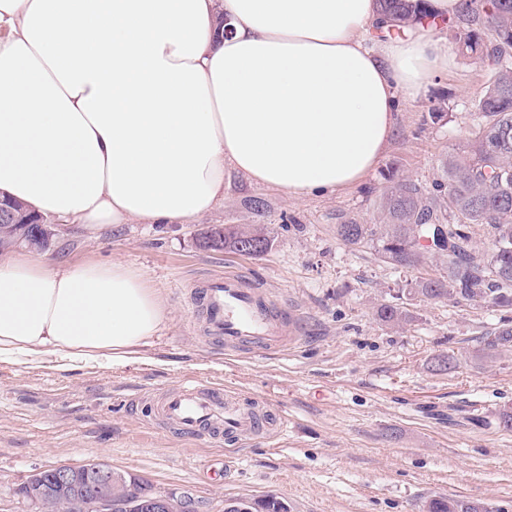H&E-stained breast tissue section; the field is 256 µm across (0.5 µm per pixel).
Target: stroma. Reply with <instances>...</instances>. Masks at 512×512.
I'll return each instance as SVG.
<instances>
[{"instance_id": "stroma-1", "label": "stroma", "mask_w": 512, "mask_h": 512, "mask_svg": "<svg viewBox=\"0 0 512 512\" xmlns=\"http://www.w3.org/2000/svg\"><path fill=\"white\" fill-rule=\"evenodd\" d=\"M494 74L455 55L427 93L399 102V131L359 185L302 198L224 174V202L189 224H55L45 256L118 261L144 274L169 320L140 358L115 366L48 354L0 362V512H31L14 494L35 470L102 464L185 491L224 512L231 497L283 500L289 512H421L435 496L480 499L512 512V351L480 356L502 313L490 306L410 295L436 262L396 268L370 246L336 237L343 219L376 223L389 174L431 184L439 158L460 147L474 102ZM441 119H431L434 108ZM258 224L275 242L259 257L209 250L214 225ZM236 274L287 307L291 339L278 352L226 354L211 341L195 292ZM403 303L412 320L385 326L376 310ZM456 366L436 372V355ZM194 377L267 399L288 415L274 442L188 441L153 424L141 397Z\"/></svg>"}]
</instances>
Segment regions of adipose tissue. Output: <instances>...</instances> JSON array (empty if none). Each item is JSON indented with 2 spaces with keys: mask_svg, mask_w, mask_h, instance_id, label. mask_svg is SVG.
I'll return each mask as SVG.
<instances>
[{
  "mask_svg": "<svg viewBox=\"0 0 512 512\" xmlns=\"http://www.w3.org/2000/svg\"><path fill=\"white\" fill-rule=\"evenodd\" d=\"M429 0L377 37V0H0V195L72 224H186L224 173L301 198L375 169L398 98L447 72ZM124 264L0 255V361L132 360L166 326Z\"/></svg>",
  "mask_w": 512,
  "mask_h": 512,
  "instance_id": "obj_1",
  "label": "adipose tissue"
}]
</instances>
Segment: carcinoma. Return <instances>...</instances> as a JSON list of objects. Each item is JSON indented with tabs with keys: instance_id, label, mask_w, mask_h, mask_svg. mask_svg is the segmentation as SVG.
<instances>
[{
	"instance_id": "obj_1",
	"label": "carcinoma",
	"mask_w": 512,
	"mask_h": 512,
	"mask_svg": "<svg viewBox=\"0 0 512 512\" xmlns=\"http://www.w3.org/2000/svg\"><path fill=\"white\" fill-rule=\"evenodd\" d=\"M424 0H381L382 15L393 30L420 20ZM461 28L455 43L463 54L489 61L494 77L475 102V120L462 148L440 159L438 178L428 188L406 177L392 181L382 194L380 224L344 220L336 237L348 246L369 245L395 267L419 268L434 259L438 277H421L410 292L427 300L462 299L512 311V0H469L457 17ZM487 231L492 247L476 250L477 228ZM260 235L265 250L273 247L271 233L250 226L226 227L207 236V244L238 251L244 238ZM378 319L398 327L407 323V310L382 304ZM512 350V318H501L485 339L482 357ZM74 494L58 491L50 512H68ZM249 512H288L271 497L247 500ZM425 512H493L480 499L433 497Z\"/></svg>"
}]
</instances>
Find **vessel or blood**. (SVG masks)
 I'll return each instance as SVG.
<instances>
[{
	"label": "vessel or blood",
	"mask_w": 512,
	"mask_h": 512,
	"mask_svg": "<svg viewBox=\"0 0 512 512\" xmlns=\"http://www.w3.org/2000/svg\"><path fill=\"white\" fill-rule=\"evenodd\" d=\"M202 300L206 325L223 340L226 352L236 353L250 345L275 352L288 340L287 308L238 276L211 279ZM149 405L152 420L173 426L190 439L218 434L237 443L259 435L266 424L282 427L287 423L286 417L270 412L267 401L228 394L193 377L151 397Z\"/></svg>",
	"instance_id": "1"
}]
</instances>
